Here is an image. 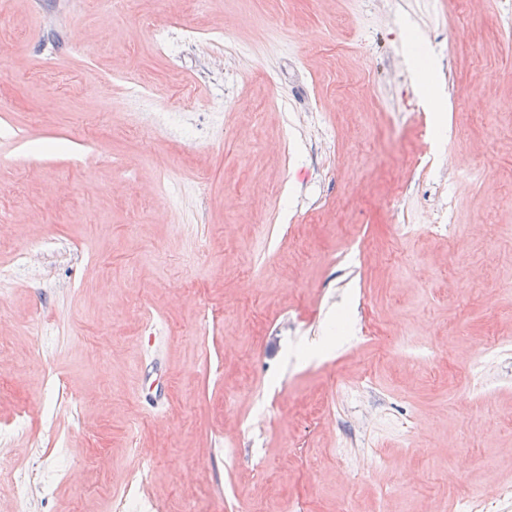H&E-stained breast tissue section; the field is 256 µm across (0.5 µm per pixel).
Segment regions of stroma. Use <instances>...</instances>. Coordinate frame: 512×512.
Returning <instances> with one entry per match:
<instances>
[{"label": "stroma", "mask_w": 512, "mask_h": 512, "mask_svg": "<svg viewBox=\"0 0 512 512\" xmlns=\"http://www.w3.org/2000/svg\"><path fill=\"white\" fill-rule=\"evenodd\" d=\"M506 18L512 0H0V265L43 244L0 306V427L55 408L0 453V512L37 468L60 478L31 512H115L144 454L154 512H457L512 486V353L490 350L512 336ZM195 29L230 39L180 41ZM140 78L151 100L127 95ZM353 245L362 344L336 335Z\"/></svg>", "instance_id": "1"}]
</instances>
